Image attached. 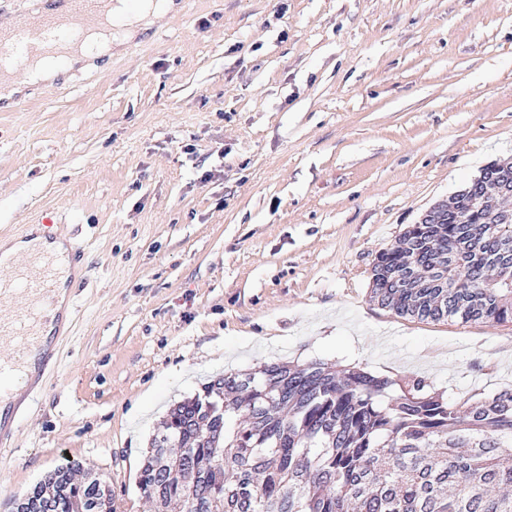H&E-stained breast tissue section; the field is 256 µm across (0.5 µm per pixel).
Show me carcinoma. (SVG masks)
<instances>
[{
	"label": "carcinoma",
	"mask_w": 512,
	"mask_h": 512,
	"mask_svg": "<svg viewBox=\"0 0 512 512\" xmlns=\"http://www.w3.org/2000/svg\"><path fill=\"white\" fill-rule=\"evenodd\" d=\"M512 163L492 162L431 207L371 269L370 299L400 317L512 322ZM326 363H270L178 403L151 440L139 489L157 512H512V390L449 402ZM75 462L24 512H115L112 490Z\"/></svg>",
	"instance_id": "cac0c4a2"
}]
</instances>
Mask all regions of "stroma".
<instances>
[{
  "label": "stroma",
  "mask_w": 512,
  "mask_h": 512,
  "mask_svg": "<svg viewBox=\"0 0 512 512\" xmlns=\"http://www.w3.org/2000/svg\"><path fill=\"white\" fill-rule=\"evenodd\" d=\"M512 161V0H181L0 107V241L85 252L72 330L0 467L12 512L66 461L116 512L170 409L227 374L325 362L445 398L512 389V322L402 318L378 251Z\"/></svg>",
  "instance_id": "stroma-1"
}]
</instances>
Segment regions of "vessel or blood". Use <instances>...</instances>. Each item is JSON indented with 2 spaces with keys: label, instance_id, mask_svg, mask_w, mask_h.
Here are the masks:
<instances>
[{
  "label": "vessel or blood",
  "instance_id": "obj_1",
  "mask_svg": "<svg viewBox=\"0 0 512 512\" xmlns=\"http://www.w3.org/2000/svg\"><path fill=\"white\" fill-rule=\"evenodd\" d=\"M112 0H43L32 18L0 25V80L36 54L62 60L84 44L90 31L111 24ZM10 278H0V446H7L24 409L28 390L56 360V339L64 320L46 333L60 277L53 255L28 253L10 265Z\"/></svg>",
  "mask_w": 512,
  "mask_h": 512
}]
</instances>
